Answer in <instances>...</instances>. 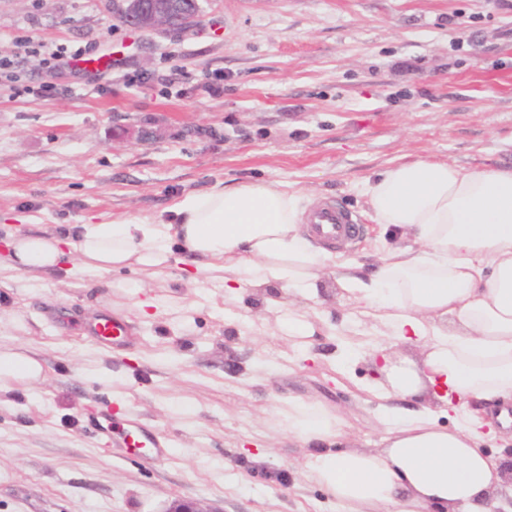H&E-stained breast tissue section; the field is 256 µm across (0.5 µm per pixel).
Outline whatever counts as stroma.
<instances>
[{
	"mask_svg": "<svg viewBox=\"0 0 512 512\" xmlns=\"http://www.w3.org/2000/svg\"><path fill=\"white\" fill-rule=\"evenodd\" d=\"M22 38L92 43L103 62L49 76ZM0 55L21 57L27 86L0 83V256L9 226L169 222L186 194L276 182L351 212L365 232L338 255L367 264L403 243L363 193L389 166L512 167V0H210L186 34L130 29L106 0H0ZM47 79L59 94L38 93ZM234 280L178 263L107 279L1 268L0 348L46 378L0 393V512H340L301 472L313 446L276 423L310 402L342 418L341 447H380L376 368L341 344L387 339L323 288L295 299L315 328L299 347L264 289ZM104 315L133 325L130 343L88 335ZM107 409L113 439L131 411L168 459L99 442L88 419Z\"/></svg>",
	"mask_w": 512,
	"mask_h": 512,
	"instance_id": "obj_1",
	"label": "stroma"
}]
</instances>
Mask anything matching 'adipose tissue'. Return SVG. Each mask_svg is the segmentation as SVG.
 <instances>
[{
    "instance_id": "ef3b65f1",
    "label": "adipose tissue",
    "mask_w": 512,
    "mask_h": 512,
    "mask_svg": "<svg viewBox=\"0 0 512 512\" xmlns=\"http://www.w3.org/2000/svg\"><path fill=\"white\" fill-rule=\"evenodd\" d=\"M378 223L413 236L370 267L339 260L302 229L306 203L275 183L190 193L175 222L130 219L74 224L61 234H10L9 268L44 272L78 254L77 272L104 275L137 264L162 268L180 257L205 271L243 272L254 286L279 283L316 294L333 274L358 303L360 322L416 341L418 357L372 348L380 377L369 387L386 428L382 447L330 449L340 418L317 405H288V433L328 448L311 455L309 474L341 512H493L512 490V457H492L486 433L512 440V419L473 414V402L512 406V168L474 169L419 160L387 168L367 183ZM39 360L0 350V389L40 381ZM412 399V409L396 400ZM455 412L439 428L434 407Z\"/></svg>"
}]
</instances>
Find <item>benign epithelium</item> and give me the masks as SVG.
<instances>
[{"label": "benign epithelium", "mask_w": 512, "mask_h": 512, "mask_svg": "<svg viewBox=\"0 0 512 512\" xmlns=\"http://www.w3.org/2000/svg\"><path fill=\"white\" fill-rule=\"evenodd\" d=\"M112 16L125 25L155 31H186L196 26L205 0H110Z\"/></svg>", "instance_id": "benign-epithelium-1"}]
</instances>
